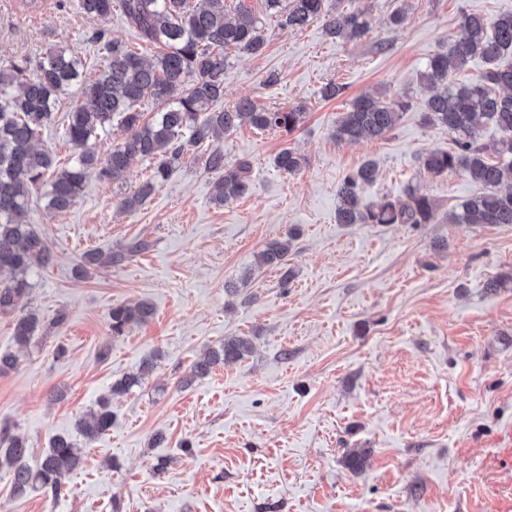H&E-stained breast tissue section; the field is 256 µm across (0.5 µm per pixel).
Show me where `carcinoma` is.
Returning a JSON list of instances; mask_svg holds the SVG:
<instances>
[{"label":"carcinoma","mask_w":512,"mask_h":512,"mask_svg":"<svg viewBox=\"0 0 512 512\" xmlns=\"http://www.w3.org/2000/svg\"><path fill=\"white\" fill-rule=\"evenodd\" d=\"M325 0H264L266 12L283 27L302 29L322 16L325 32L354 40L367 31L369 21L362 11L331 14ZM80 10L106 19L120 10L138 40L158 49L148 61L125 44L111 40L105 31L96 35L103 43L104 57L91 81L83 83V102L67 115L65 136L80 154L69 165H58L54 151L35 144L51 121L59 97L79 82L86 70L83 60L63 48L49 50L36 63L27 60L0 67V312L19 311L13 327L15 345L29 346L42 327L40 315L27 308L33 285L30 271L45 266L51 256L30 221L32 189L47 187L45 209L69 210L84 190L86 176L95 171L102 180H114L131 161L151 162L149 177L137 191L122 201L128 211L142 203L168 180L182 158L195 148L206 149L205 170L214 175L212 200L218 205L246 195L251 185V166L224 164V151L214 142L244 122L258 130L292 132L301 124L299 108H266L243 98L218 111L214 105L224 97L226 51L236 49L259 55L265 42L259 20L244 8L234 18L226 17L224 0H79ZM512 12L489 20L479 13L462 15L457 30L435 54L424 72L425 80L440 91L425 99L423 120L448 128L453 146L421 157V167L438 177L460 172L483 192L451 208L450 224H512ZM479 57L486 68L472 83H456L455 72ZM157 105L152 118L136 109L144 101ZM411 105L383 93L362 94L336 118L337 141L356 144L391 132L401 113ZM120 121L127 137L101 155L89 147L98 131ZM492 124L502 136L493 143L482 140V129ZM277 169L294 174L306 159L290 149L274 158ZM378 165L366 160L346 174L338 185L336 221L339 224H435L437 209L425 195L411 190L407 200L396 205L389 200L366 202L364 189L377 179ZM292 238L274 239L258 253L260 268H273L286 286L292 277L288 255ZM149 244L133 238L117 249L86 252L74 267L82 279L97 268L119 266L142 253ZM155 314L147 301L118 303L108 312L112 335L121 336L133 324H146ZM251 339L226 336L197 360L185 383L210 374L219 365L237 362L250 354ZM140 376L129 374L112 384L109 396L99 400L90 418L81 419L78 430L89 442L112 428V399L139 384ZM25 440L7 426L0 427V471L11 476L16 499L39 492L56 500L66 492L69 475L82 463L75 443L58 437L36 469L26 463Z\"/></svg>","instance_id":"carcinoma-1"}]
</instances>
